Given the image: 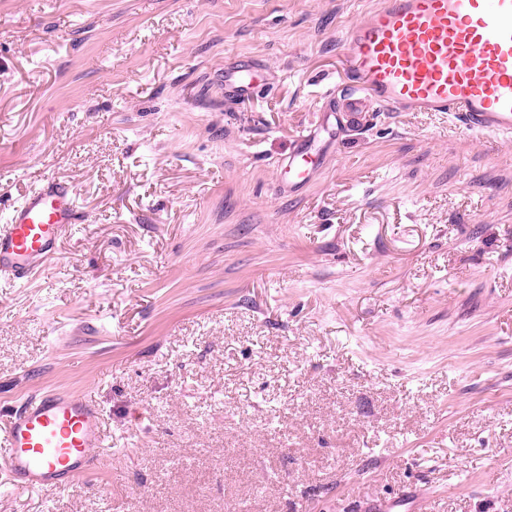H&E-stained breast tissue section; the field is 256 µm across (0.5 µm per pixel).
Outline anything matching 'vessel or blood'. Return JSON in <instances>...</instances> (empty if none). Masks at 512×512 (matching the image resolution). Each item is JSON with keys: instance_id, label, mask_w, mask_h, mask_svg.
Returning a JSON list of instances; mask_svg holds the SVG:
<instances>
[{"instance_id": "obj_1", "label": "vessel or blood", "mask_w": 512, "mask_h": 512, "mask_svg": "<svg viewBox=\"0 0 512 512\" xmlns=\"http://www.w3.org/2000/svg\"><path fill=\"white\" fill-rule=\"evenodd\" d=\"M351 104L445 112L465 129L512 139V0H377L342 36ZM257 72H224V89L252 95ZM326 145L301 137L284 170L305 186ZM82 213L68 181L42 179L0 224V277L23 284L57 254ZM103 409L88 395L47 392L0 415V470L21 492H54L88 472L103 447Z\"/></svg>"}]
</instances>
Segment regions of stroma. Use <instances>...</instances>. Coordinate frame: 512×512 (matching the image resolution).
<instances>
[{"instance_id": "stroma-1", "label": "stroma", "mask_w": 512, "mask_h": 512, "mask_svg": "<svg viewBox=\"0 0 512 512\" xmlns=\"http://www.w3.org/2000/svg\"><path fill=\"white\" fill-rule=\"evenodd\" d=\"M374 2L0 0V221L52 176L84 214L0 278V412L84 393L107 440L0 512H512V140L322 111ZM257 71L249 64L224 70V90L237 98H248L257 87ZM326 145L320 142L317 135L302 136L287 163L282 165L285 173H288V181L283 179L280 187L284 189L288 186V190H292L305 186L310 181L312 171L322 165Z\"/></svg>"}]
</instances>
